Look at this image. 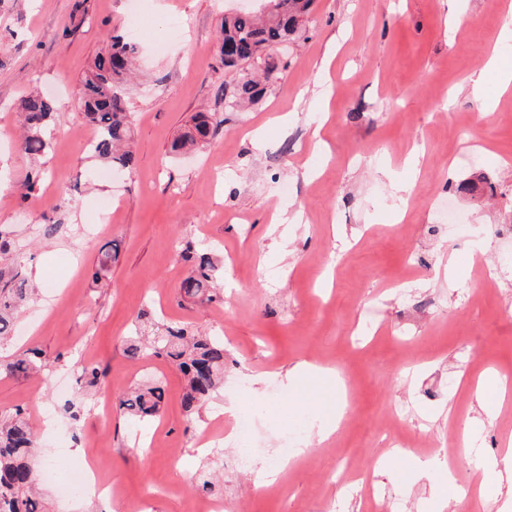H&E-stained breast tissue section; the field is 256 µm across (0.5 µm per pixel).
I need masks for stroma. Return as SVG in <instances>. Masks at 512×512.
<instances>
[{"label": "stroma", "instance_id": "35a3bbf8", "mask_svg": "<svg viewBox=\"0 0 512 512\" xmlns=\"http://www.w3.org/2000/svg\"><path fill=\"white\" fill-rule=\"evenodd\" d=\"M251 6L0 0V229L22 247L38 288L0 355L34 347L50 362L37 378L1 375L0 412H29L48 512H195L205 464L223 473L229 512H386L391 503L424 512L442 479L435 471L411 482L414 460L453 464L463 486L476 466L501 467L512 394L488 414L467 381L470 353L512 366V241L499 234L512 225V123L480 116L489 106L512 113V92L499 94L484 70L492 52L512 66V42L501 39L512 0H462L454 34L448 0H315L300 34L274 52L279 70L263 98L228 112L218 30L225 13ZM135 17L144 30L126 90L135 159L112 180L89 150L94 130L77 101L108 37L131 39ZM178 18L180 40L156 52L153 40L168 39ZM35 90L60 104L51 147L36 161L18 147V107ZM198 112L215 114L214 137L171 154ZM295 212L301 223H276ZM187 247L222 259L221 300L181 297ZM410 254L418 269L405 268ZM477 256L498 282L467 305ZM142 311L224 338V386L193 418L175 366L124 352ZM301 362L347 372L348 398L337 401L335 383L319 376L284 385ZM95 365L106 373L107 416L76 382ZM143 380L165 397L159 416L138 427L119 401ZM246 402L260 408L251 461L238 463L228 444L198 455L199 432L216 422L231 432ZM395 404L412 447H389L382 433ZM49 406L51 430L41 422ZM301 413L343 423L325 442L308 433L303 453L273 466L282 420ZM61 447L95 458L112 488L107 502L61 492L72 474L56 457ZM344 454L360 482L339 484ZM272 471L276 480L260 485Z\"/></svg>", "mask_w": 512, "mask_h": 512}]
</instances>
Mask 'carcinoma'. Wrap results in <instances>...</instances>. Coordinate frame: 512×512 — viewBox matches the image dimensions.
I'll use <instances>...</instances> for the list:
<instances>
[{
    "instance_id": "obj_1",
    "label": "carcinoma",
    "mask_w": 512,
    "mask_h": 512,
    "mask_svg": "<svg viewBox=\"0 0 512 512\" xmlns=\"http://www.w3.org/2000/svg\"><path fill=\"white\" fill-rule=\"evenodd\" d=\"M263 15L240 12L224 16L219 46H231L234 57L220 60L224 73L243 66L263 67V79L234 78L224 81V104L230 110L255 103L264 95L265 83L271 80L278 65L268 61L263 52L294 35L311 11L313 0H267ZM136 48L118 37H111L104 51L94 59L85 77L79 109L85 121L96 132L91 150L117 170L128 168L133 159L129 147L131 113L123 87L132 74ZM59 103L41 93H33L21 101L23 133L21 149L42 156L50 146L47 125ZM191 127L173 141L171 150L178 152L188 145L204 142L213 136L218 121L212 115L197 113ZM217 267L206 253L195 256L194 268L183 281L184 298L194 303H210L216 288ZM30 279L22 274L21 260L0 267V342L11 335L21 309L32 300ZM133 360L149 354L176 365L186 378L182 405L191 416L224 382V340L204 336L180 324L159 325L149 314L138 316L125 348ZM47 368L42 353L27 349L0 362V370L11 376H30ZM105 377L96 367L86 368L79 376L81 387H96ZM164 388L137 384L130 387L121 400L124 414L130 420H142L159 412ZM36 451V437L27 418L17 409L0 413V512H46L44 501L33 490L35 474L29 465Z\"/></svg>"
}]
</instances>
